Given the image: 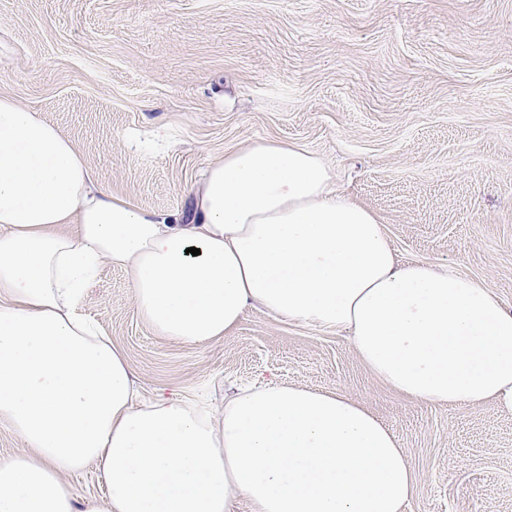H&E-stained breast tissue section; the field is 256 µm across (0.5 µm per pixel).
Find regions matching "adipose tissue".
Here are the masks:
<instances>
[{
  "instance_id": "obj_1",
  "label": "adipose tissue",
  "mask_w": 512,
  "mask_h": 512,
  "mask_svg": "<svg viewBox=\"0 0 512 512\" xmlns=\"http://www.w3.org/2000/svg\"><path fill=\"white\" fill-rule=\"evenodd\" d=\"M192 194L187 214L112 195L58 126L0 93V422L23 445L0 460V512H405L417 494L393 432L341 392L270 382L216 414L135 404L123 355L79 311L106 263L167 339L206 345L260 308L345 331L411 401L512 413V312L480 280L399 261L318 155L257 141ZM91 466L105 493L78 498L68 478Z\"/></svg>"
}]
</instances>
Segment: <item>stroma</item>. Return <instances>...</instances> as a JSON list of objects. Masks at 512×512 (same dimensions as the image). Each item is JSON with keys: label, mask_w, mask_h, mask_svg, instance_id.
Wrapping results in <instances>:
<instances>
[{"label": "stroma", "mask_w": 512, "mask_h": 512, "mask_svg": "<svg viewBox=\"0 0 512 512\" xmlns=\"http://www.w3.org/2000/svg\"><path fill=\"white\" fill-rule=\"evenodd\" d=\"M0 93L42 112L114 195L189 209L206 165L273 139L322 158L404 261L482 280L512 311V0H0ZM168 126L133 156L128 130ZM82 311L139 401L222 409L269 381L364 404L418 481L407 512H512V414L413 403L345 332L260 309L204 345L158 336L105 264Z\"/></svg>", "instance_id": "35a3bbf8"}]
</instances>
